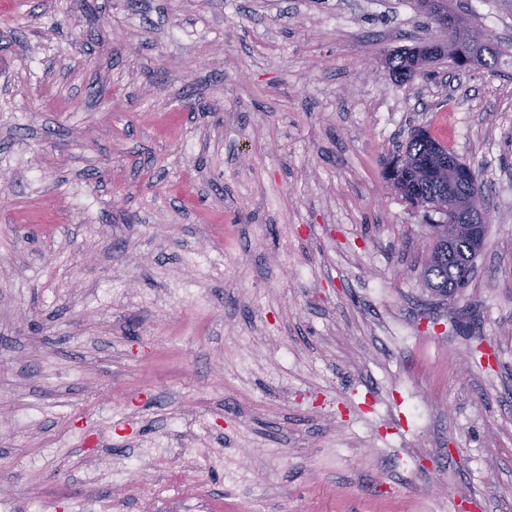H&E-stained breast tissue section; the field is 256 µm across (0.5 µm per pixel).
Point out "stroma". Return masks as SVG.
<instances>
[{
    "label": "stroma",
    "instance_id": "1",
    "mask_svg": "<svg viewBox=\"0 0 512 512\" xmlns=\"http://www.w3.org/2000/svg\"><path fill=\"white\" fill-rule=\"evenodd\" d=\"M448 7L497 69L391 78L388 54L448 36L415 0H0L14 512H179L172 482L208 512H512V0ZM444 126L489 225L439 297L441 216L383 169ZM480 252L470 249L465 242H459L452 249L448 247V241L435 239L423 270V278L428 288L444 296L456 288H462L468 278H462V268L468 267L470 273Z\"/></svg>",
    "mask_w": 512,
    "mask_h": 512
}]
</instances>
